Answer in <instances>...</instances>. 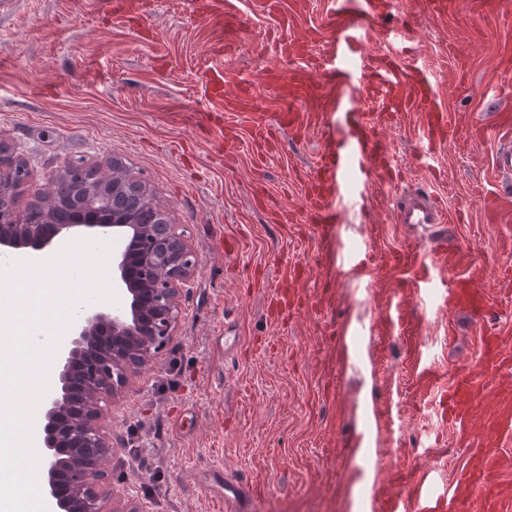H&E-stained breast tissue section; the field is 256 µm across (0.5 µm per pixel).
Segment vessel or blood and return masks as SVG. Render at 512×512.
I'll list each match as a JSON object with an SVG mask.
<instances>
[{"instance_id":"obj_1","label":"vessel or blood","mask_w":512,"mask_h":512,"mask_svg":"<svg viewBox=\"0 0 512 512\" xmlns=\"http://www.w3.org/2000/svg\"><path fill=\"white\" fill-rule=\"evenodd\" d=\"M507 0H468L469 7L479 18H499ZM256 8L278 20L280 30L294 26L296 17L288 12L284 0H255ZM216 10L225 22V48H232L239 39L241 19L233 0H217ZM390 10V0H336L335 17L355 19L365 28L367 36L380 34V21ZM339 58L331 68L321 71L322 81L336 86L353 84L363 79L368 99L378 103L390 117L405 112L421 116L422 147L418 160L431 157L446 145L452 133V117L440 102L432 72L416 62L398 64L388 55L365 53L360 41L344 39ZM203 94L212 106L205 116L207 124L217 127L225 146H234L240 138L238 121L242 108H250V144L254 159L263 161L275 151L281 131L301 138L317 124L316 113L300 112L296 101L312 100L320 89L306 79L291 80L286 71L272 67L266 70V82L280 86L276 122H268L265 108L255 95L253 83L243 81L234 95H227L225 71L215 68L205 72ZM350 135L348 143L325 140L322 151L305 185V214L323 238H330L333 225L342 223L341 201L352 186H368L390 181L393 171L389 145L381 138L377 127L364 108L352 107L341 115ZM500 148L494 164L504 174L512 173V126L497 129ZM253 194L257 204L270 210L276 224L291 223L288 212L271 207L269 192L263 182H255ZM445 211L429 193L418 192L401 201L396 218L401 224H441ZM431 250L438 257L441 277H434L419 257L414 242H407L395 252V264L408 267L413 276L407 282L415 298H422L433 288H441L443 306L467 314L479 333L480 350L475 359L461 367L445 387L440 399L441 419L451 427L459 446L469 448L475 465L461 469L450 488H438L426 476L412 486L417 512H512V480L503 471L512 458V338L502 334L494 322L495 301L479 288L481 268L474 255L465 254L453 240L441 235L431 238ZM304 274L299 266L289 270L290 286L280 287L275 300L276 312L288 317L294 310L317 309L329 305L333 291L320 288L307 293L298 289ZM489 407L477 412V400ZM258 485L241 478L225 484V501L245 507L255 498Z\"/></svg>"}]
</instances>
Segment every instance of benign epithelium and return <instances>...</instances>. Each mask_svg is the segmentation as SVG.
Here are the masks:
<instances>
[{"instance_id":"benign-epithelium-1","label":"benign epithelium","mask_w":512,"mask_h":512,"mask_svg":"<svg viewBox=\"0 0 512 512\" xmlns=\"http://www.w3.org/2000/svg\"><path fill=\"white\" fill-rule=\"evenodd\" d=\"M31 173L0 145V260L33 259L76 231L124 243L112 254L116 304L82 305L58 348V386L44 398L42 494L48 512H136L114 500L106 406L169 343L184 288L200 265L194 247L153 203L152 191L117 161L69 162L18 211ZM72 188L67 204L56 191Z\"/></svg>"}]
</instances>
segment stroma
Returning a JSON list of instances; mask_svg holds the SVG:
<instances>
[{"instance_id": "stroma-1", "label": "stroma", "mask_w": 512, "mask_h": 512, "mask_svg": "<svg viewBox=\"0 0 512 512\" xmlns=\"http://www.w3.org/2000/svg\"><path fill=\"white\" fill-rule=\"evenodd\" d=\"M210 2L126 0L116 15L109 0H0V141L45 191L73 159L118 160L151 188L201 258L175 336L109 408L113 494L136 512H227L225 482L247 476L261 487L250 512H382V496L399 489L388 480L391 465L444 484L472 462L440 423L436 393L413 379L423 357L452 378L477 356L478 336L463 314L404 296L409 272L385 264L409 239L436 264L428 230L396 220L403 197L424 189L448 212L463 211L448 234L474 253L496 323L512 337V280L500 277L512 269V250L501 246L512 239V221H484L502 180L498 143L471 134L512 108V74L494 62L497 45L512 37V7L484 21L461 2L433 19L420 14L418 0H393L383 25L406 36L381 37L377 48L395 56L411 47L456 126L425 166L414 162L419 113L381 126L398 178L347 198L333 230L343 248L367 246L358 275L329 265L312 225L300 221L301 176L314 169L322 136L343 135L337 101L348 89L323 88L319 126L284 143L260 170L247 138L228 152L194 121L173 123V112L207 109L205 64L226 71V93L252 81L269 108L277 92L263 82L264 68L309 66L300 55L281 59L276 22L253 0H236L245 24L236 53L225 54L224 19ZM259 176L297 223H270L254 206ZM287 262L307 267L306 291L334 282L327 311L267 318L265 301ZM395 305L400 336L378 324ZM418 322L415 345L407 333Z\"/></svg>"}]
</instances>
